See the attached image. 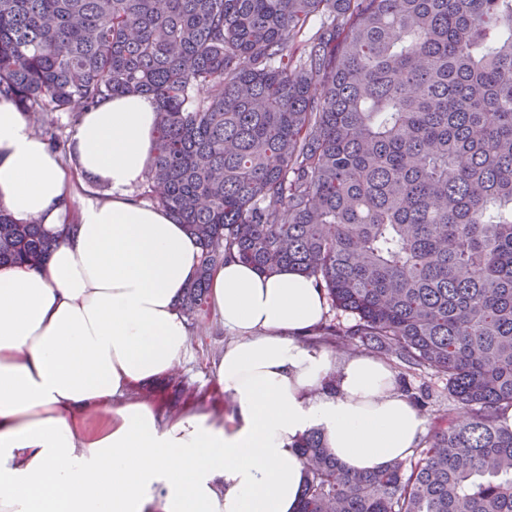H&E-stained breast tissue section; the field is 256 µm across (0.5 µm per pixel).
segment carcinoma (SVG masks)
Returning a JSON list of instances; mask_svg holds the SVG:
<instances>
[{"label":"carcinoma","instance_id":"cac0c4a2","mask_svg":"<svg viewBox=\"0 0 512 512\" xmlns=\"http://www.w3.org/2000/svg\"><path fill=\"white\" fill-rule=\"evenodd\" d=\"M128 93L158 105L145 196L202 246L188 319L227 258L288 267L318 340L448 382L408 460L304 434L299 512H512V0H0V97L49 144ZM52 245L0 210V262Z\"/></svg>","mask_w":512,"mask_h":512}]
</instances>
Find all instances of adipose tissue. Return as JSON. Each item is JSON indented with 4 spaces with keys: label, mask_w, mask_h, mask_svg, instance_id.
<instances>
[{
    "label": "adipose tissue",
    "mask_w": 512,
    "mask_h": 512,
    "mask_svg": "<svg viewBox=\"0 0 512 512\" xmlns=\"http://www.w3.org/2000/svg\"><path fill=\"white\" fill-rule=\"evenodd\" d=\"M156 121L152 96L102 102L73 131L68 171L0 99V209L56 242L42 263L0 264V512H298L307 431L353 473L406 459L425 432L386 364L303 344L327 312L312 279L236 258L210 285L234 334L214 364L230 419L133 397L187 350L180 302L202 258L132 195ZM88 179L107 198L82 195Z\"/></svg>",
    "instance_id": "ef3b65f1"
}]
</instances>
